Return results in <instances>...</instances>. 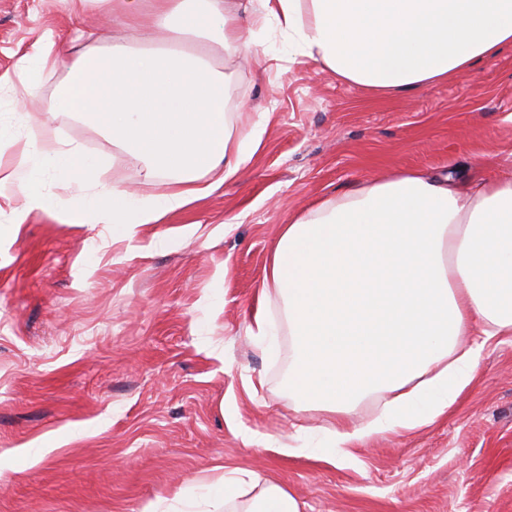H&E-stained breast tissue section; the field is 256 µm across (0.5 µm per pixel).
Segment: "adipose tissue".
I'll return each instance as SVG.
<instances>
[{
	"label": "adipose tissue",
	"instance_id": "obj_1",
	"mask_svg": "<svg viewBox=\"0 0 512 512\" xmlns=\"http://www.w3.org/2000/svg\"><path fill=\"white\" fill-rule=\"evenodd\" d=\"M126 28L205 34L192 47L136 49L123 41L73 62L56 98L83 113L154 182L151 202L98 179L96 157L32 138L21 112L0 113V143L22 147L32 177L15 213L95 212L102 223L151 224L205 195L199 172L234 179L263 133L241 143L226 128L223 72L213 47L250 63L256 27L275 23L289 45L343 82L376 93L442 82L512 45V0H121ZM92 186L59 204L45 175ZM287 305L294 347L289 387L333 415L318 455L342 461L374 434L411 432L447 414L477 376L492 340L512 336V180L470 192L445 175L407 171L367 182L285 225L266 275ZM386 392L377 419L353 424L352 404Z\"/></svg>",
	"mask_w": 512,
	"mask_h": 512
}]
</instances>
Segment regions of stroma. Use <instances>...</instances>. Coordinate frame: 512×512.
Segmentation results:
<instances>
[{"instance_id":"35a3bbf8","label":"stroma","mask_w":512,"mask_h":512,"mask_svg":"<svg viewBox=\"0 0 512 512\" xmlns=\"http://www.w3.org/2000/svg\"><path fill=\"white\" fill-rule=\"evenodd\" d=\"M76 27L80 52L154 38L96 4L0 0V113H26L49 147L82 144L102 181L148 199L137 162L56 110L72 54L37 87L18 73L23 53ZM256 41V63H213L234 140L267 115L259 148L235 179L203 174L208 194L157 222L116 233L90 214L40 213L14 225L29 176L20 146L0 145V512H151L178 492L184 512H240L212 489L232 469L252 473L248 497L272 482L300 512H512L511 337L486 347L448 417L334 464L306 453L333 419L290 392L285 304L264 287L284 225L364 182L407 169L464 188L512 179V46L452 80L377 94L289 49L276 26ZM263 293L271 353L251 332Z\"/></svg>"}]
</instances>
